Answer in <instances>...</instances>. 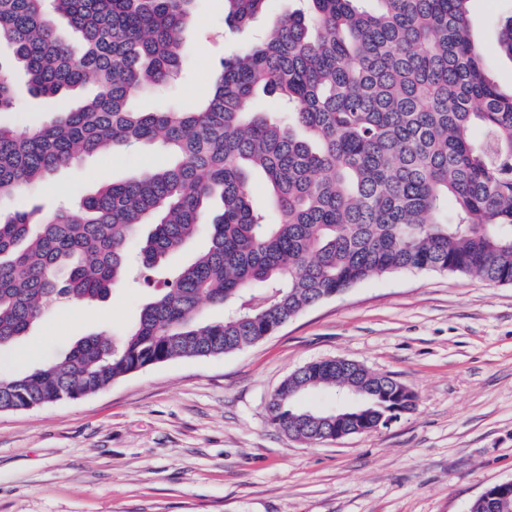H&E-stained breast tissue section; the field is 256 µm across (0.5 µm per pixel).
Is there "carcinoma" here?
I'll return each mask as SVG.
<instances>
[{"mask_svg":"<svg viewBox=\"0 0 512 512\" xmlns=\"http://www.w3.org/2000/svg\"><path fill=\"white\" fill-rule=\"evenodd\" d=\"M195 0H0V112L16 109L14 70L58 110L47 123L0 127V200L57 169L116 148L153 145L166 168L100 185L33 225L0 211V348L59 299L94 302L124 285L128 241L163 280L115 342L78 339L63 357L0 374V412L97 393L149 366L221 356L273 334L305 309L398 270L512 284V89L485 73L471 0H303L267 38L225 57L212 96L194 109L136 112L131 101L183 65ZM269 0H224L229 30ZM79 35L76 53L56 18ZM500 50L512 60V15ZM93 85L80 104L70 93ZM290 112L273 120L258 92ZM261 173L271 209L253 206ZM220 209L210 246L175 270L169 259ZM70 268L61 281L57 271ZM224 309L205 321L202 306ZM333 389V410L299 396ZM417 397L358 363H308L269 404L271 423L311 444L336 429L367 432L412 412Z\"/></svg>","mask_w":512,"mask_h":512,"instance_id":"carcinoma-1","label":"carcinoma"}]
</instances>
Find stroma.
<instances>
[{
	"label": "stroma",
	"mask_w": 512,
	"mask_h": 512,
	"mask_svg": "<svg viewBox=\"0 0 512 512\" xmlns=\"http://www.w3.org/2000/svg\"><path fill=\"white\" fill-rule=\"evenodd\" d=\"M299 0H269L235 31L224 0H196L185 61L168 86L133 101L142 112L191 108L221 58L253 44ZM512 0H473L472 33L487 74L512 87L496 20ZM19 111L0 126L51 119L55 99L16 77ZM141 146L84 159L20 191L7 209L50 210L162 166ZM152 288L91 304L60 300L29 334L0 349V371L27 372L79 338L121 333ZM345 358L391 376L417 397L388 427L337 441L297 442L270 421L269 401L307 363ZM512 479V285L434 271L366 280L299 314L241 351L170 361L107 389L0 413V512H469Z\"/></svg>",
	"instance_id": "obj_1"
}]
</instances>
